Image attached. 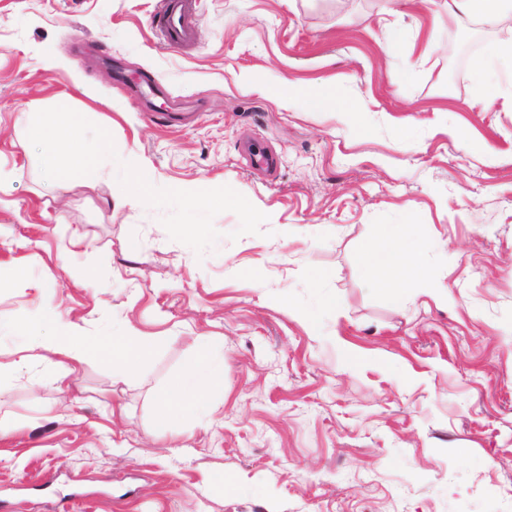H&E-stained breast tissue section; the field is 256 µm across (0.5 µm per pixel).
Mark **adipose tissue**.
Wrapping results in <instances>:
<instances>
[{
	"label": "adipose tissue",
	"instance_id": "ef3b65f1",
	"mask_svg": "<svg viewBox=\"0 0 512 512\" xmlns=\"http://www.w3.org/2000/svg\"><path fill=\"white\" fill-rule=\"evenodd\" d=\"M436 16L452 26L467 19L500 22L512 19V0H443ZM27 130L33 139L45 144L43 165L51 172L62 166L73 174L89 170L96 165L102 151L101 145L85 144L84 119L78 113L61 111L49 118H33ZM112 183L113 199L125 204L141 203L152 198L155 192L150 169L136 158L128 159L113 170ZM175 195L186 204L181 229L187 234L200 231L206 211L243 203L242 198L202 184L179 188ZM424 250L425 242L413 225H383L378 237L367 239L361 246L362 274L369 285L381 291L391 307L403 308L410 280L425 276ZM46 325L55 328V336H41L40 331ZM31 328L34 335L26 344L29 358H40L42 351L49 348L63 357L56 375L63 393L68 390L67 380L76 365L84 363L89 356L101 358L111 364L113 371L128 376L164 342L160 336L144 338L134 334L113 337L108 343L93 342L77 335L56 309L47 310ZM197 347L196 361L174 376L155 399L159 425L200 419L210 410L213 400L224 394L223 362L211 356L206 338H198Z\"/></svg>",
	"mask_w": 512,
	"mask_h": 512
}]
</instances>
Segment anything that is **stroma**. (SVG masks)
<instances>
[{
    "mask_svg": "<svg viewBox=\"0 0 512 512\" xmlns=\"http://www.w3.org/2000/svg\"><path fill=\"white\" fill-rule=\"evenodd\" d=\"M161 9L0 0V512H512V80L474 74L512 23L437 27L426 0H197L195 40L174 50L150 26ZM389 25L406 37L388 50ZM115 61L201 117L157 125ZM295 84L335 106L278 107ZM62 107L110 144L75 180L26 134ZM130 155L162 200L106 206ZM199 181L249 210L182 234L173 190ZM406 222L448 305L415 287L397 310L365 282L361 243ZM88 259L92 285L71 275ZM52 308L87 336L166 342L126 378L88 359L63 396L19 330ZM199 336L224 397L158 427L154 398ZM221 472L236 484L214 488Z\"/></svg>",
    "mask_w": 512,
    "mask_h": 512,
    "instance_id": "obj_1",
    "label": "stroma"
}]
</instances>
